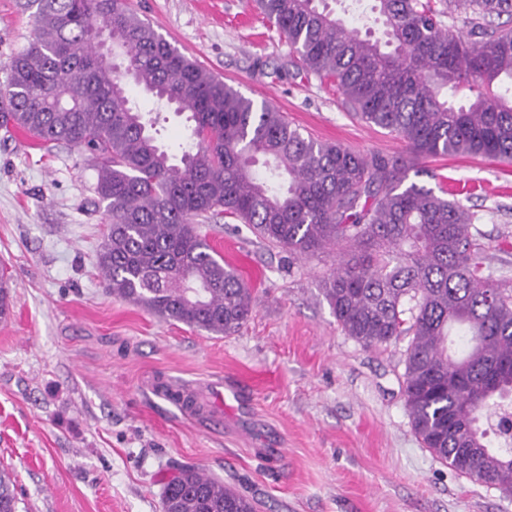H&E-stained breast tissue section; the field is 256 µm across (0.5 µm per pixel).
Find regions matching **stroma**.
<instances>
[{
	"label": "stroma",
	"mask_w": 512,
	"mask_h": 512,
	"mask_svg": "<svg viewBox=\"0 0 512 512\" xmlns=\"http://www.w3.org/2000/svg\"><path fill=\"white\" fill-rule=\"evenodd\" d=\"M26 0H0V86L33 38ZM173 46L313 138L398 156L403 143L349 116L335 88L297 72L286 38L250 0H132ZM161 141L188 147L174 106L132 92ZM409 181L468 188L494 276L512 278V163L424 160ZM88 154L0 126V468L18 512H161L164 482L203 469L259 512H512V496L459 476L424 448L402 392L407 339L365 348L336 322L321 284L329 251L294 256L228 218L199 220L233 243L253 311L231 335L162 318L109 294L97 265L106 232ZM239 400H218L217 382Z\"/></svg>",
	"instance_id": "35a3bbf8"
}]
</instances>
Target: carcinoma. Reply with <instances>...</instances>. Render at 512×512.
I'll return each instance as SVG.
<instances>
[{
  "label": "carcinoma",
  "mask_w": 512,
  "mask_h": 512,
  "mask_svg": "<svg viewBox=\"0 0 512 512\" xmlns=\"http://www.w3.org/2000/svg\"><path fill=\"white\" fill-rule=\"evenodd\" d=\"M306 73L407 153L363 155L304 136L283 113L227 86L164 39L131 0H27L37 34L11 59L0 121L89 153L107 233L99 269L112 294L166 319L230 335L253 300L200 234L218 215L303 256L338 246L322 292L363 346L411 337L402 389L423 447L459 475L512 494V281L488 271L476 215L414 182L439 155L512 161V0H374L381 35L322 0H256ZM470 15L469 29L445 20ZM112 40V65L95 63ZM187 113L177 155L130 106L131 88ZM462 87L471 97L457 105ZM468 337L450 353L449 336ZM497 419L490 447L481 419ZM162 512H256L257 501L197 468L165 485ZM0 512H18L0 470Z\"/></svg>",
  "instance_id": "1"
}]
</instances>
